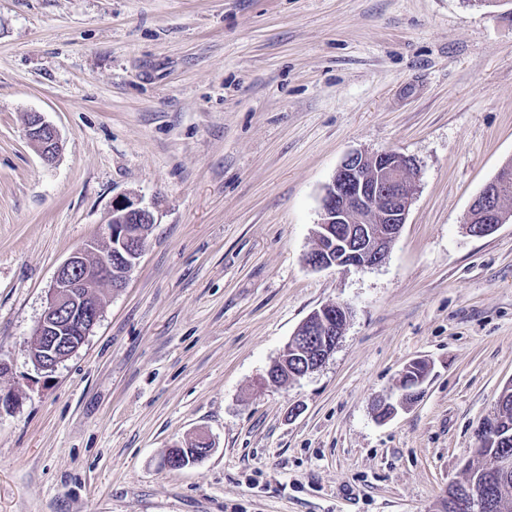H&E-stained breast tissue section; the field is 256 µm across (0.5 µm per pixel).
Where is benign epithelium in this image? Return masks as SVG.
Instances as JSON below:
<instances>
[{"mask_svg":"<svg viewBox=\"0 0 512 512\" xmlns=\"http://www.w3.org/2000/svg\"><path fill=\"white\" fill-rule=\"evenodd\" d=\"M26 136L45 163L55 162L61 151L60 138L40 113L29 115ZM417 176L414 160L398 152L346 156L325 191L316 232L318 244L307 257L308 265L314 269H368L382 263L406 223ZM506 188L507 184H498L475 198L470 208L472 235L484 236L490 233L489 226L507 222L500 201ZM154 223L155 215L149 208L130 198L119 199L106 224L105 249L98 251L99 242L92 241L57 268L47 307L35 331L38 368L54 370L83 345L101 314L99 304L89 302V298L105 285L124 287L127 278L125 272L114 277L112 254L124 256L129 265L138 262L144 237L129 225ZM338 309L349 312L348 306L338 304L313 311L316 322L309 327V335L327 340L298 377L317 371L334 353L348 322L346 318L335 321Z\"/></svg>","mask_w":512,"mask_h":512,"instance_id":"7a95c632","label":"benign epithelium"}]
</instances>
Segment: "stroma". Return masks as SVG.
<instances>
[{
    "instance_id": "obj_1",
    "label": "stroma",
    "mask_w": 512,
    "mask_h": 512,
    "mask_svg": "<svg viewBox=\"0 0 512 512\" xmlns=\"http://www.w3.org/2000/svg\"><path fill=\"white\" fill-rule=\"evenodd\" d=\"M388 150L419 177L385 260L311 268L338 166ZM509 161L512 0H0V512H439L512 381V221L467 231ZM124 197L146 250L39 370L54 274ZM329 303L326 364L263 384ZM414 360L420 396L377 421ZM26 136L37 148L45 163L55 162L61 151L60 138L56 128L47 122L40 113L33 112L29 115Z\"/></svg>"
}]
</instances>
